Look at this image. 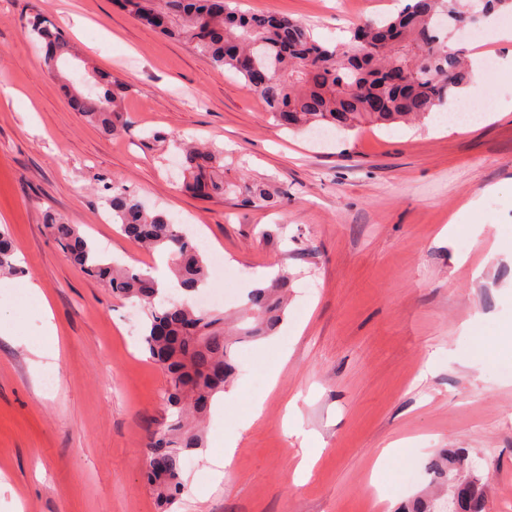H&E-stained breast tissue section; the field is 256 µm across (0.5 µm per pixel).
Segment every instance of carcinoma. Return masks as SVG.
Instances as JSON below:
<instances>
[{
  "mask_svg": "<svg viewBox=\"0 0 512 512\" xmlns=\"http://www.w3.org/2000/svg\"><path fill=\"white\" fill-rule=\"evenodd\" d=\"M136 19L163 35L191 44L219 72L240 75L260 96L265 111L292 131L359 130L424 120L455 99L472 80L460 50L450 47L452 32L483 16L512 10V0H409L395 16L356 26L351 38L327 44L302 22L287 15L241 13L232 0H116ZM30 34L42 45L49 73L66 81L74 110L105 134L124 132L125 86L108 71L85 68L90 87L68 79L62 67L78 60L66 35L40 15L28 20ZM184 187L207 199L234 192L243 201L271 205L281 201L271 180H224V149L188 145L184 149ZM107 205L126 237L166 254L176 289L197 291L208 278L204 257L194 241L166 213L150 210L138 193L112 185ZM54 243L88 277L124 300L149 310L143 341L166 376L165 407L173 419L152 432L145 483L162 504L181 493L185 452L201 446L199 432L186 427L203 415L215 395L235 377L233 337L257 340L272 335L288 305V273L252 289L233 332L219 313L193 309L159 289L149 275L102 257L74 224L49 219ZM16 271L14 247L0 231V274ZM427 470L438 479L466 471L461 512H490L489 478L477 473L463 451L434 454Z\"/></svg>",
  "mask_w": 512,
  "mask_h": 512,
  "instance_id": "cac0c4a2",
  "label": "carcinoma"
}]
</instances>
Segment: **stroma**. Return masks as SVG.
<instances>
[{
  "instance_id": "35a3bbf8",
  "label": "stroma",
  "mask_w": 512,
  "mask_h": 512,
  "mask_svg": "<svg viewBox=\"0 0 512 512\" xmlns=\"http://www.w3.org/2000/svg\"><path fill=\"white\" fill-rule=\"evenodd\" d=\"M395 0H235L286 14L327 43ZM46 15L80 57L127 85L117 138L75 112L27 19ZM474 121L294 134L260 98L191 45L112 0H0V230L15 246L0 288V512H400L432 481L429 458L460 448L491 481V512H512V78L489 74L463 100ZM224 149V177L274 178L273 209L183 186L180 142ZM136 190L224 255L209 287L220 312L285 268L289 299L271 336L232 346L233 405L212 404L171 509L144 482L166 378L143 343L147 312L112 294L54 244L47 215L77 225L107 257L151 273L105 221L106 185ZM470 199L478 214L462 211ZM457 226H449L450 215ZM37 292H30V285ZM59 337L56 386L34 370L45 323ZM262 412L250 419L253 402ZM404 439L406 454L376 460ZM236 447L221 482L214 460ZM318 450L310 475L301 459Z\"/></svg>"
}]
</instances>
